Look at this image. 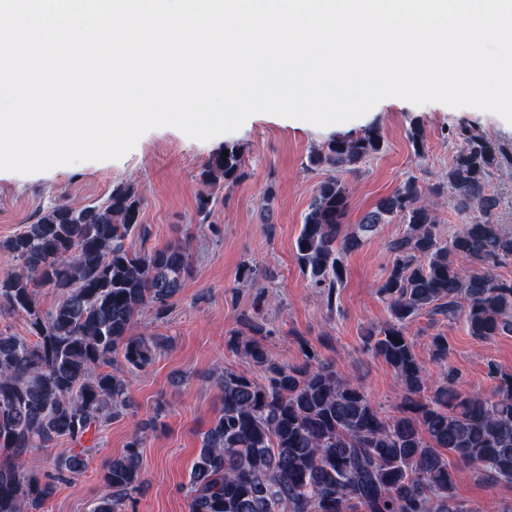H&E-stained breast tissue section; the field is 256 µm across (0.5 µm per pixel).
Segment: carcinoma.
Wrapping results in <instances>:
<instances>
[{
	"instance_id": "obj_1",
	"label": "carcinoma",
	"mask_w": 512,
	"mask_h": 512,
	"mask_svg": "<svg viewBox=\"0 0 512 512\" xmlns=\"http://www.w3.org/2000/svg\"><path fill=\"white\" fill-rule=\"evenodd\" d=\"M439 188L466 216L447 236L426 193L410 177L342 235L350 206L346 176L380 152L384 136L372 125L314 149L308 165L330 173L315 186L295 241V257L309 285L334 306L345 276L344 259L382 224L402 233L388 242L394 254L378 294L389 320L367 333V350L383 359L401 387L398 414L386 415L363 386L336 373L303 344L304 359L280 365L259 337L268 334L245 317L231 346L263 373L258 380L234 370L217 378L222 407L203 432L190 478L189 512H470L455 496L457 479L512 483V374L489 373L499 383L489 395L463 394L448 363V337L429 348L443 383L431 382L406 328L427 315L461 319L480 342L512 334V278L496 270L512 259V231L494 219L490 171L503 153L465 127ZM200 171L206 185L233 183L244 152L224 144ZM216 204L209 192L196 200L205 222ZM144 198L131 183L112 186L108 197L75 208L56 203L38 211L16 235L0 242L18 267L0 272V316L23 315L36 340L0 329V512H37L55 481L80 471L85 450L54 459L56 476L25 466L31 448L49 449L66 438L81 443L104 421L132 404L127 381L112 372L117 356L142 371L167 348L163 336H134L144 309L163 318L170 300L192 273L189 248L179 239L147 249L141 223ZM464 258L468 265L458 264ZM241 278L261 284L274 278L245 264ZM49 288L56 303L43 309L37 293ZM144 430L137 429L121 455L102 463L103 492L91 512H121L141 485ZM456 459L448 465V455Z\"/></svg>"
}]
</instances>
